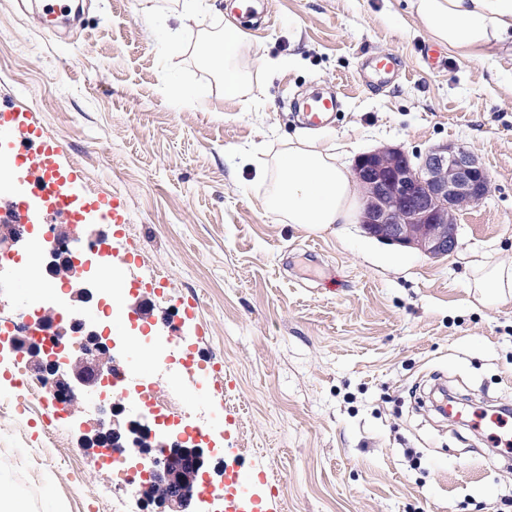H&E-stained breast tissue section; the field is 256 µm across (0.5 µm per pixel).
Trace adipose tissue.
<instances>
[{
  "label": "adipose tissue",
  "instance_id": "obj_1",
  "mask_svg": "<svg viewBox=\"0 0 512 512\" xmlns=\"http://www.w3.org/2000/svg\"><path fill=\"white\" fill-rule=\"evenodd\" d=\"M408 8L436 43L473 57L512 44V0H408ZM243 33L225 21L217 37L201 47L203 58L224 63V97L242 96L246 75L234 63L243 46ZM270 190L263 200L266 211L292 224L325 228L348 224L362 187L334 147L309 136L289 140L270 170ZM472 285L488 303L512 301V262L484 261L473 265Z\"/></svg>",
  "mask_w": 512,
  "mask_h": 512
}]
</instances>
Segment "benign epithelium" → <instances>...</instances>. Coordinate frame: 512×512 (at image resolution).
Wrapping results in <instances>:
<instances>
[{
  "mask_svg": "<svg viewBox=\"0 0 512 512\" xmlns=\"http://www.w3.org/2000/svg\"><path fill=\"white\" fill-rule=\"evenodd\" d=\"M353 173L364 188L359 223L365 232L387 243L410 246L432 257L452 254L457 247L456 224L460 213L479 203L489 191V176L478 159L466 148L443 144L423 155L411 157L397 147H386L358 157ZM78 225L66 227L65 240L46 242L38 251L52 281L64 280L75 289V298L89 303L104 292L93 277L74 278L69 268L74 262L87 265L83 257L70 254V246L82 240ZM28 228L25 224L0 226V248L21 241ZM72 319L64 324L53 309L46 310L34 328L5 341L12 349L27 356V364L37 374L52 380L56 397L65 401L68 412L75 411L80 397L97 390L107 374L117 365L110 349L100 346L105 332L81 319V310L71 309ZM48 331L54 339L78 338L84 343L77 353L48 349L38 334ZM124 406L111 405L109 421L96 420L85 430L81 446L91 454L104 447L135 448V464L163 449L164 461L159 468L146 472L141 486L143 503L154 504L160 512H221L214 501L193 496V489L206 475L207 449L194 443L169 445L166 436L138 420H130L125 429L115 426Z\"/></svg>",
  "mask_w": 512,
  "mask_h": 512,
  "instance_id": "obj_1",
  "label": "benign epithelium"
}]
</instances>
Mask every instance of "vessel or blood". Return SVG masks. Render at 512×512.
Instances as JSON below:
<instances>
[{"label":"vessel or blood","mask_w":512,"mask_h":512,"mask_svg":"<svg viewBox=\"0 0 512 512\" xmlns=\"http://www.w3.org/2000/svg\"><path fill=\"white\" fill-rule=\"evenodd\" d=\"M400 70L398 56L375 53L364 61L363 81L370 86L382 85L398 76ZM340 105L337 93L311 96L302 104L303 120L312 127L322 126ZM0 140L10 144L6 161L28 185L26 193L0 200V224H32L44 215L65 224H83L92 214L111 224L128 223V209L120 199L100 192L76 191V184L82 180L80 168L28 109L0 108ZM458 416L484 427L495 440L507 436V420L499 414L466 408ZM267 484L263 464L254 463L244 471L236 460L225 461L224 512H278V498L265 494Z\"/></svg>","instance_id":"b4317fda"}]
</instances>
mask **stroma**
<instances>
[{
    "label": "stroma",
    "mask_w": 512,
    "mask_h": 512,
    "mask_svg": "<svg viewBox=\"0 0 512 512\" xmlns=\"http://www.w3.org/2000/svg\"><path fill=\"white\" fill-rule=\"evenodd\" d=\"M272 24L246 32L248 75L228 101L222 64L198 49L232 17L228 0L180 21L181 0H86L80 21L41 26L32 0H0V103L37 114L84 171L82 184L123 200L113 264L165 280L153 311L105 318L138 350L165 396L171 369L131 327L194 339L221 375L183 381V406L230 439L243 467L262 458L283 512H512V460L488 438L439 418L425 392L512 407V302L471 288L474 259L512 260V49L481 58L431 40L402 0H258ZM181 27L179 45L165 39ZM392 53L399 78L373 90L367 53ZM340 92L344 111L316 130L354 164L379 147L471 150L490 177L462 212L447 257L380 242L361 224L312 230L267 212L257 166L300 126L289 104L312 87ZM198 300L194 318L178 302ZM233 388H225V379ZM236 422L225 429L224 414ZM43 403L0 417V473L23 512H108L110 476L89 467L76 410L56 430Z\"/></svg>",
    "instance_id": "1"
}]
</instances>
